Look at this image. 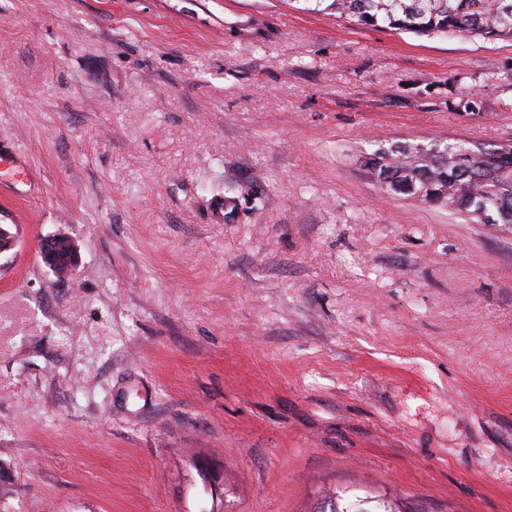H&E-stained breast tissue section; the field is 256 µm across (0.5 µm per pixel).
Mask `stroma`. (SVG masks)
I'll list each match as a JSON object with an SVG mask.
<instances>
[{
    "label": "stroma",
    "instance_id": "35a3bbf8",
    "mask_svg": "<svg viewBox=\"0 0 512 512\" xmlns=\"http://www.w3.org/2000/svg\"><path fill=\"white\" fill-rule=\"evenodd\" d=\"M455 140H512V41L0 0V152L33 177L0 255V512H512V224L360 166ZM45 245L39 246L40 256L43 262L53 261L58 264L56 267L54 264L50 266L51 270L54 272L56 268L64 270L67 265L70 263L72 259L73 253L70 252V243L69 239L65 236H62L55 240L52 245H47V249L44 250ZM49 256L48 259L45 258V254ZM326 506L317 508L315 512H401L398 504L392 501L380 498L375 500V504L370 508L362 507L365 500H351L339 492L331 494L324 498Z\"/></svg>",
    "mask_w": 512,
    "mask_h": 512
}]
</instances>
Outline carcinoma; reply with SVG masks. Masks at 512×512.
Returning <instances> with one entry per match:
<instances>
[{
    "mask_svg": "<svg viewBox=\"0 0 512 512\" xmlns=\"http://www.w3.org/2000/svg\"><path fill=\"white\" fill-rule=\"evenodd\" d=\"M306 10L330 11L370 26L421 36L470 33L512 40V0H304ZM366 174L387 191L419 202L444 203L479 224H512V141L492 145L450 143L447 155L421 143H393L363 156ZM63 270L72 259L69 239L39 246ZM336 492L314 512H401L380 498L370 508Z\"/></svg>",
    "mask_w": 512,
    "mask_h": 512,
    "instance_id": "obj_1",
    "label": "carcinoma"
}]
</instances>
